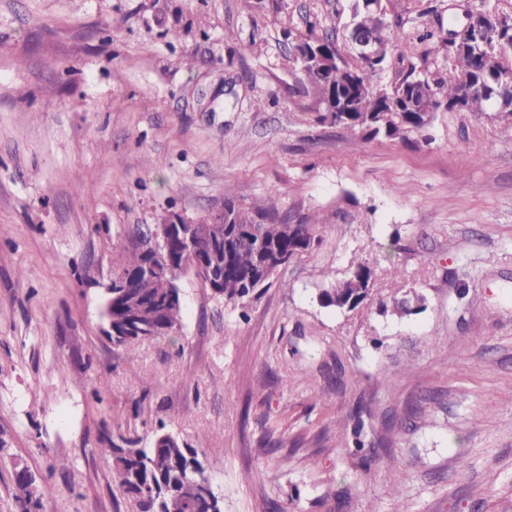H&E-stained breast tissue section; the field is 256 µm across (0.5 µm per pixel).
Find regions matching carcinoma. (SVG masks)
Wrapping results in <instances>:
<instances>
[{"label": "carcinoma", "instance_id": "1", "mask_svg": "<svg viewBox=\"0 0 512 512\" xmlns=\"http://www.w3.org/2000/svg\"><path fill=\"white\" fill-rule=\"evenodd\" d=\"M479 12L494 21L483 30L462 25L453 34L442 27H426L418 36L428 41L436 53H445L444 63L423 58L402 67L394 81L381 82V69L367 59L353 55L335 64L340 54L331 34L317 29L326 22L315 17L306 31L287 33V65L300 74L301 90L313 97L318 119L331 121L361 134V140L383 136L406 139L423 132L440 109L453 110L458 96L466 97L465 111L482 113L488 106L512 115V84L504 83L503 65L489 66L486 56L505 52V63L512 67V10L499 4H484ZM353 27L375 34L392 55L405 41L399 20L391 21L385 11H376L357 0ZM224 209L232 222L219 227V234L208 235L210 224H201L197 242L204 255L217 236L223 237L224 300L239 302L250 293L271 285L272 277L262 275L273 255L287 265L311 251L320 222L305 218L298 224L279 216L274 205L248 211L240 207L232 187L224 186ZM174 268L158 267L152 288L140 285L137 274L142 268L141 247H123L112 257L114 276L130 279L132 287L112 301V326L102 332L119 349H128L145 340L141 333L151 328L179 330L184 306L179 299H166V283L192 269L194 255L183 254L173 245ZM374 271L365 261L349 266L340 279L318 289L320 306L340 313L355 311L371 296ZM112 457V482L119 493L131 499L137 512H220L217 495L205 474V453L189 448L170 432L155 435L147 446L136 440L124 445L112 444L100 449ZM15 502L20 512H39L41 494L32 473L25 466L14 470Z\"/></svg>", "mask_w": 512, "mask_h": 512}]
</instances>
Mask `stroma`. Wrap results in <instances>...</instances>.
<instances>
[{
	"instance_id": "stroma-1",
	"label": "stroma",
	"mask_w": 512,
	"mask_h": 512,
	"mask_svg": "<svg viewBox=\"0 0 512 512\" xmlns=\"http://www.w3.org/2000/svg\"><path fill=\"white\" fill-rule=\"evenodd\" d=\"M451 2L384 5L413 29ZM353 4L0 0V512L18 463L41 512H136L100 451L163 429L208 449L223 512H512V115L440 111L407 141L318 121L284 34L344 32ZM228 185L318 214L319 243L243 302L184 273L180 330L120 355L114 248L209 220ZM354 260L371 299L321 307Z\"/></svg>"
}]
</instances>
